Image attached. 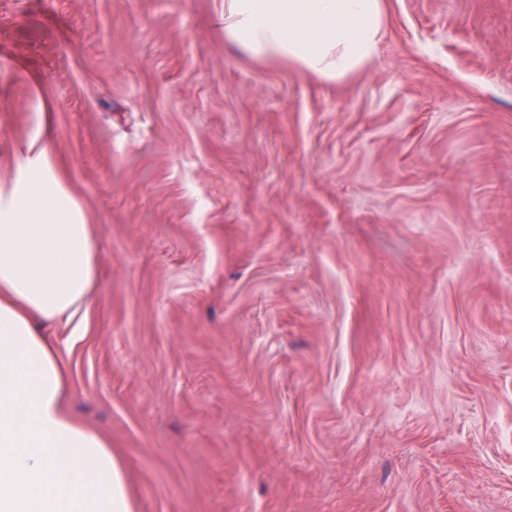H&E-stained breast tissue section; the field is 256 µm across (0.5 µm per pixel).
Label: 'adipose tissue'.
Wrapping results in <instances>:
<instances>
[{
    "label": "adipose tissue",
    "mask_w": 512,
    "mask_h": 512,
    "mask_svg": "<svg viewBox=\"0 0 512 512\" xmlns=\"http://www.w3.org/2000/svg\"><path fill=\"white\" fill-rule=\"evenodd\" d=\"M385 0H224V37L252 59L338 81L373 64ZM98 243L66 194L47 136L0 191V512H134L110 443L67 406L48 334L89 306Z\"/></svg>",
    "instance_id": "obj_1"
}]
</instances>
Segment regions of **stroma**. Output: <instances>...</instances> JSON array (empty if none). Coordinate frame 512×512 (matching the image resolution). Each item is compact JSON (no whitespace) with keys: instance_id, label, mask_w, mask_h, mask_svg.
I'll return each mask as SVG.
<instances>
[{"instance_id":"35a3bbf8","label":"stroma","mask_w":512,"mask_h":512,"mask_svg":"<svg viewBox=\"0 0 512 512\" xmlns=\"http://www.w3.org/2000/svg\"><path fill=\"white\" fill-rule=\"evenodd\" d=\"M374 65L224 0H0V188L50 113L95 227L51 326L136 512H512V0H386ZM385 0H224V38L252 59L338 81L373 64Z\"/></svg>"}]
</instances>
